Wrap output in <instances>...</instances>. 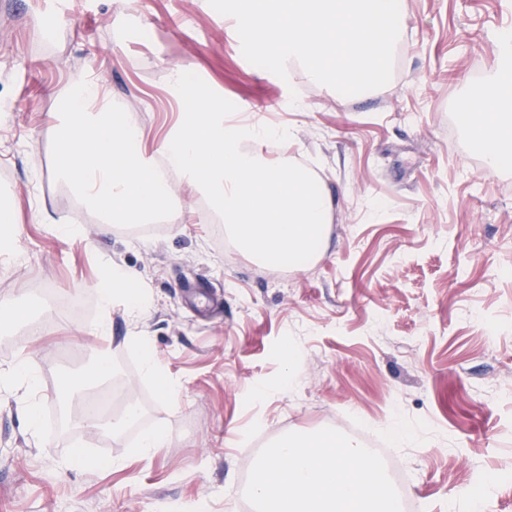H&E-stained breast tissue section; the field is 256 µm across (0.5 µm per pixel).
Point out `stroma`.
Masks as SVG:
<instances>
[{
  "label": "stroma",
  "instance_id": "stroma-1",
  "mask_svg": "<svg viewBox=\"0 0 512 512\" xmlns=\"http://www.w3.org/2000/svg\"><path fill=\"white\" fill-rule=\"evenodd\" d=\"M401 20L390 83L347 97L301 67L282 79L250 64L208 0H0V205L20 255L0 261V303H20L42 329L0 327V371L24 358L62 379L108 346L107 384L143 410L120 430L90 427L62 382L51 396L0 393V512H250L243 491L264 445L346 431L349 414L407 430L394 449L400 495L422 512H512V171L490 170L453 119L496 64L512 0H402ZM176 69L238 117L295 129L292 144L254 150L309 168L336 198L309 262H257L180 180L172 223L151 233L100 232L55 180L40 129L72 86L97 80L152 157L178 117ZM295 99L303 110H290ZM45 211L81 236L52 233ZM111 265L144 289L139 320L100 307L92 287ZM70 300L83 313L58 312ZM102 321L110 339L88 335ZM140 336L173 398L145 374ZM31 398L66 428L29 432ZM157 426L164 447L138 455Z\"/></svg>",
  "mask_w": 512,
  "mask_h": 512
}]
</instances>
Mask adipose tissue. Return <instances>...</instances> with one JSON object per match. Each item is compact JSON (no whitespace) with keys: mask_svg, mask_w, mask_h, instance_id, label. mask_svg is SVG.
<instances>
[{"mask_svg":"<svg viewBox=\"0 0 512 512\" xmlns=\"http://www.w3.org/2000/svg\"><path fill=\"white\" fill-rule=\"evenodd\" d=\"M473 122L486 148L490 169L512 166V37L498 44V66L479 96L470 102ZM135 274L121 267L106 268L95 285L103 308L122 303L131 319H138L145 306L142 289L136 288Z\"/></svg>","mask_w":512,"mask_h":512,"instance_id":"1","label":"adipose tissue"}]
</instances>
